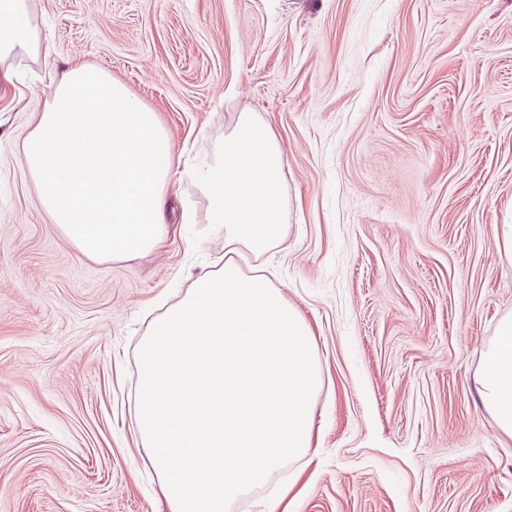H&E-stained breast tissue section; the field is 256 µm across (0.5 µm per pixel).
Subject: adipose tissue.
Here are the masks:
<instances>
[{"mask_svg":"<svg viewBox=\"0 0 512 512\" xmlns=\"http://www.w3.org/2000/svg\"><path fill=\"white\" fill-rule=\"evenodd\" d=\"M0 13L11 18L0 29L1 58L49 50L32 26L28 0H0ZM55 80L52 101L35 113L21 145L42 209L85 258L130 259L158 249L181 162L156 113L86 63H66ZM475 389L494 430L512 440V310L496 323Z\"/></svg>","mask_w":512,"mask_h":512,"instance_id":"obj_1","label":"adipose tissue"}]
</instances>
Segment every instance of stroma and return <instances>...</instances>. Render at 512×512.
<instances>
[{
	"label": "stroma",
	"instance_id": "35a3bbf8",
	"mask_svg": "<svg viewBox=\"0 0 512 512\" xmlns=\"http://www.w3.org/2000/svg\"><path fill=\"white\" fill-rule=\"evenodd\" d=\"M50 57L0 83V512H165L134 438L135 347L224 234L173 223L94 262L19 149L54 67L93 65L176 154L240 114L284 152L285 242L262 269L313 328L324 387L293 512H512V442L473 376L512 265V0H29Z\"/></svg>",
	"mask_w": 512,
	"mask_h": 512
}]
</instances>
